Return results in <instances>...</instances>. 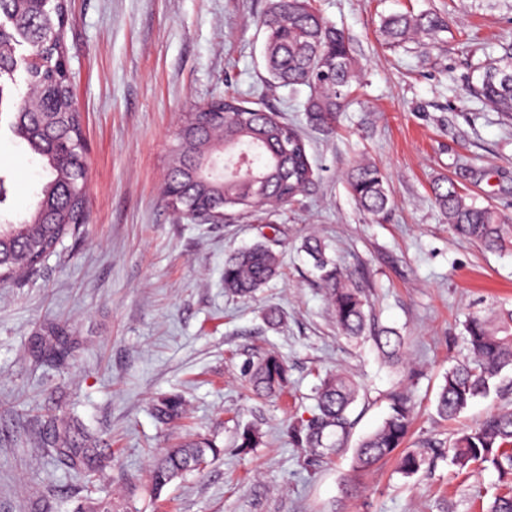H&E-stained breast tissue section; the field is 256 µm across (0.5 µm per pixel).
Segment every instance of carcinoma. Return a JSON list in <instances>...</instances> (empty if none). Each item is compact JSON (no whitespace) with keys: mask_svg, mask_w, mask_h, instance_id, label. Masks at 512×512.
Segmentation results:
<instances>
[{"mask_svg":"<svg viewBox=\"0 0 512 512\" xmlns=\"http://www.w3.org/2000/svg\"><path fill=\"white\" fill-rule=\"evenodd\" d=\"M67 0H0V116L14 137L24 143L44 172L33 207L19 215L11 199L14 182L0 174V281L33 269L68 235L86 223L87 150L81 113L73 93L67 49L61 24ZM265 32L263 57L269 82L279 87L309 90L304 103L308 123L332 130L358 80L359 65L345 33L325 18L313 0H268L259 17ZM446 24L432 13H395L384 18L385 40L399 46L421 35L432 37ZM469 91L498 112L512 114V51L484 67ZM188 113L180 126L164 187L173 210L195 209L242 212L289 205L310 194L317 175L298 128L272 109L254 108L233 94L208 102ZM252 160L251 171L233 172L240 155ZM224 168L209 169L212 162ZM349 190L360 209L373 215L388 210L387 178L372 162H361L347 174ZM434 201L453 234L489 251L512 244V223L491 206L480 207L453 181L433 186ZM303 248L344 335L370 337L382 358L394 368L404 366V338L394 329L374 330L365 307V290L326 255L319 238L305 240ZM280 257L272 246L255 243L224 261V288L238 297H250L278 272ZM470 357L448 370L436 401V412L455 419L478 397L491 390L512 391V310L491 317L475 316L466 323ZM246 377L256 394H274L288 387V363L268 354L248 365ZM360 393L357 381L345 373L320 380L314 414L305 423L289 427L290 438L310 456L328 455L346 446L349 412ZM415 403L408 390L392 394L390 412L379 428L361 440L352 471L371 470L404 444ZM156 417L169 425L184 418L181 396L169 394L154 405ZM263 432L254 425L239 430L238 448L259 447ZM218 448L205 437L168 448L149 472L151 495L158 498L174 481L208 465ZM451 458L460 469L492 467L502 488L486 512H512V409H500L478 427L465 430L448 445L409 448L399 457V471L411 477L438 458ZM114 457L99 448L68 455L69 468L91 479Z\"/></svg>","mask_w":512,"mask_h":512,"instance_id":"1","label":"carcinoma"}]
</instances>
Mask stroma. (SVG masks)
<instances>
[{"label": "stroma", "instance_id": "1", "mask_svg": "<svg viewBox=\"0 0 512 512\" xmlns=\"http://www.w3.org/2000/svg\"><path fill=\"white\" fill-rule=\"evenodd\" d=\"M268 0H68V65L87 146V222L19 281L0 285V512H74L109 499L119 512H481L493 468L456 471L441 459L406 477L395 458L350 483L359 441L389 413L393 392L416 398L407 447L450 442L512 393L475 400L451 423L435 412L444 377L467 353L464 323L512 305V249L455 239L431 193L453 180L478 205L512 219V117L468 93L479 66L512 46V0H317L352 41L359 80L333 131L310 126L305 93L271 87L256 19ZM429 11L448 27L424 44L393 47L379 28L394 12ZM237 93L280 112L307 140L317 170L310 195L278 210L207 224L176 214L161 188L185 112ZM369 160L387 174L391 205L361 211L348 170ZM14 208L41 180L9 131L0 170ZM320 236L356 274L373 326L398 330L406 363H384L369 339L337 327L301 246ZM270 239L278 277L249 299L224 290V260ZM283 323L269 327L268 308ZM274 351L291 384L253 394L247 362ZM340 371L361 385L346 447L302 461L288 426L314 413V389ZM178 394L188 416L160 425L158 397ZM77 419L117 464L84 484L54 448ZM264 433L244 454L240 427ZM201 435L221 453L203 472L150 497L156 455Z\"/></svg>", "mask_w": 512, "mask_h": 512}]
</instances>
